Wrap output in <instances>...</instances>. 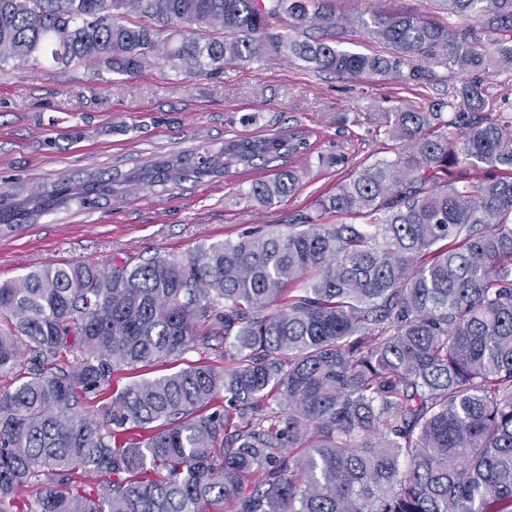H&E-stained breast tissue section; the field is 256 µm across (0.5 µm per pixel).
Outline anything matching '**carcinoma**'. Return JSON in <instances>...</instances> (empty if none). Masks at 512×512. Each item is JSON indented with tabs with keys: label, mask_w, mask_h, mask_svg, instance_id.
Segmentation results:
<instances>
[{
	"label": "carcinoma",
	"mask_w": 512,
	"mask_h": 512,
	"mask_svg": "<svg viewBox=\"0 0 512 512\" xmlns=\"http://www.w3.org/2000/svg\"><path fill=\"white\" fill-rule=\"evenodd\" d=\"M435 2L355 17L384 46L365 53L339 47L331 0H0V70L47 55L198 76L279 54L393 82L420 61L476 75L446 104L383 113L400 151L287 232L0 282V512H512V114L485 112L478 78L512 68V0ZM310 149L291 129L1 190L0 235ZM300 180L284 167L242 195L273 205ZM195 351L214 361L175 367ZM156 361L170 372L107 395Z\"/></svg>",
	"instance_id": "1"
}]
</instances>
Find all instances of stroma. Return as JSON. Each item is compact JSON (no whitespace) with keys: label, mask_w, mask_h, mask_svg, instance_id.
<instances>
[{"label":"stroma","mask_w":512,"mask_h":512,"mask_svg":"<svg viewBox=\"0 0 512 512\" xmlns=\"http://www.w3.org/2000/svg\"><path fill=\"white\" fill-rule=\"evenodd\" d=\"M337 15L434 11L432 0H334ZM461 75L433 66L420 80L396 83L304 70L268 55L211 76L149 67L134 75L83 66L64 69L14 61L0 72V188L36 187L95 171L128 172L162 156L222 145L235 136L310 131L312 156L296 193L264 206L243 198L273 168L185 182L166 193L144 188L93 209L78 203L0 236V281L32 268L81 261L102 267L115 254L184 259L204 243L236 239L264 224L312 212L350 178L353 164L394 157L381 114L447 100ZM347 153L345 166L318 155Z\"/></svg>","instance_id":"1"}]
</instances>
